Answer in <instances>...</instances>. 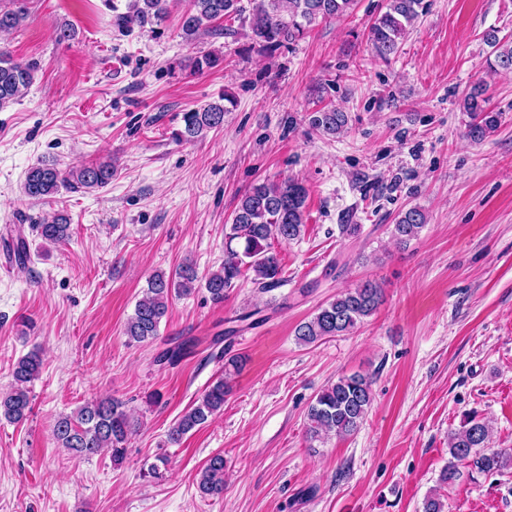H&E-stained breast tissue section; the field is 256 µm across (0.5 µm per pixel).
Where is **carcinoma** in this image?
Here are the masks:
<instances>
[{"instance_id":"1","label":"carcinoma","mask_w":512,"mask_h":512,"mask_svg":"<svg viewBox=\"0 0 512 512\" xmlns=\"http://www.w3.org/2000/svg\"><path fill=\"white\" fill-rule=\"evenodd\" d=\"M12 7H0V32L18 29L28 12L26 0H10ZM176 0H129L127 11L115 16V25L127 28L146 26L160 35V26L167 17L171 4ZM354 0H249L246 9L242 0H189L182 15L181 38L187 43L215 31L214 24L244 18L250 12L248 37L251 48L267 54L281 49H292L316 23L347 14ZM424 9L423 0H389L388 10L377 20L370 31V41L377 55L384 59L397 54L407 33V27L419 18ZM487 42L499 47L494 60L487 61L488 68L512 70V41H501L491 34ZM224 65V55L208 52L192 59L188 68L202 74ZM36 67L15 61L9 51L0 48V109L20 98L32 85ZM486 87L478 82L463 99L466 115L465 135L479 143L495 130L499 113L489 109ZM228 109L210 103L183 113L184 128L175 133L178 140L192 141L206 136L207 132L224 125ZM309 124L327 134L344 131L348 116L334 107L309 113ZM112 162L84 165L68 172L56 164L41 161L32 166L25 178L24 194L30 199L45 201L64 187L73 192H94L112 180ZM307 190L294 179L264 181L244 192L234 211L232 222L224 227L226 250L224 263L215 271L201 277L196 267L184 262L169 273L157 272L147 280L142 298L136 303L124 335L130 343H152L159 336L162 319L174 297H187L203 288L214 304L224 303L228 292L237 286L243 270L253 273V283L271 292L283 285V269L273 243H287L301 237L305 226ZM426 224L422 210H406L393 226L392 236L401 244L418 237ZM70 219L62 214L50 216L36 226L46 243H65L71 239ZM382 302V288L367 280L348 288L333 300L320 306L314 315L295 327V337L302 345H311L327 337L346 334L374 314ZM225 360L224 374L212 381L189 408L178 418L167 434V442L180 444L188 433L211 422L224 410L228 393L226 377L239 369L241 360ZM43 359L34 349L19 358L13 366V382L0 391V418L10 423L25 420L31 413L28 385L41 372ZM373 402L371 381L360 374L341 376L336 382L322 389L308 406L306 438L319 441L334 433L348 435L358 429ZM134 423L125 403L112 397L88 401L71 414L58 419L53 428L57 444L77 457L90 458L107 452L112 462L120 464ZM488 426L471 412L464 416L460 428L448 440V465L440 474V481L453 484L462 477L460 466L467 468L468 476L490 475L512 469V448L488 449L485 442ZM224 455L211 456L198 475V489L204 495H220L224 491Z\"/></svg>"}]
</instances>
